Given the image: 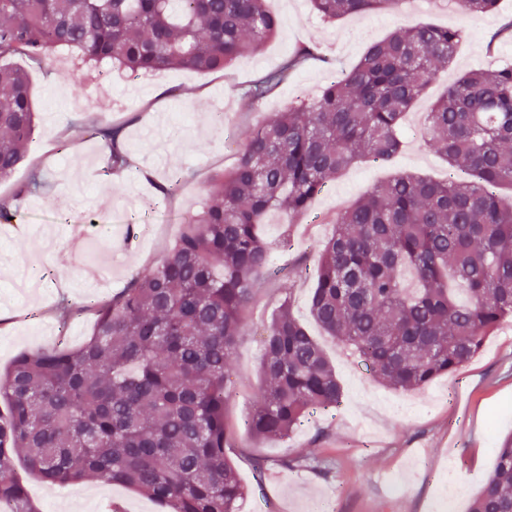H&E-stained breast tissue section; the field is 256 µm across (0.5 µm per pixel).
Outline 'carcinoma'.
Segmentation results:
<instances>
[{"label": "carcinoma", "instance_id": "cac0c4a2", "mask_svg": "<svg viewBox=\"0 0 512 512\" xmlns=\"http://www.w3.org/2000/svg\"><path fill=\"white\" fill-rule=\"evenodd\" d=\"M398 0H311L334 23ZM498 0H462L474 17ZM280 28L267 0H0V182L33 140L28 72L57 48L129 76L223 70ZM459 28L420 22L369 44L319 94L298 98L250 130L233 167L208 186L165 259L93 307L92 336L76 348L22 353L0 372V504L39 512L14 475L18 454L51 486L99 476L166 512H239L248 494L224 452V398L238 336L260 276L299 274L272 263L261 225L295 224L357 162L401 148L405 115L452 63ZM319 48L300 43L254 79L246 95L275 94ZM448 178L400 174L336 213L321 249L313 319L366 371L401 393L475 358L512 319V65L471 70L426 115ZM86 133L109 149L107 172L131 165L123 126L101 118ZM263 386L246 419L257 439L285 437L343 390L319 343L284 300L263 340ZM468 512H512V435Z\"/></svg>", "mask_w": 512, "mask_h": 512}]
</instances>
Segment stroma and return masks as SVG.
<instances>
[{"instance_id":"obj_1","label":"stroma","mask_w":512,"mask_h":512,"mask_svg":"<svg viewBox=\"0 0 512 512\" xmlns=\"http://www.w3.org/2000/svg\"><path fill=\"white\" fill-rule=\"evenodd\" d=\"M280 34L223 71L166 70L142 74L126 91L127 76L89 73L57 52L47 66L29 70L36 107L33 143L12 177L0 183L16 216L0 221V370L21 352L60 345L76 347L94 329V303L110 299L132 278L158 265L179 236L184 216L207 198L212 174L229 168L256 123L300 96L317 94L325 81L352 67L365 46L398 27L419 22L461 27L465 39L456 59L440 71L416 112L459 74L512 64V40L489 48L512 0L497 13L473 18L450 10L445 0H403L389 10L333 24L321 22L309 0H269ZM301 42L319 45L321 62L299 71L272 97L256 103L246 84L274 68ZM223 122H215V113ZM124 125L133 168L106 173L103 144L71 129L72 121L98 117ZM45 178L26 191L32 170ZM434 179L447 164L420 127L406 126L400 153L387 164H357L312 203L317 221L290 230V251H275L278 264L303 260L294 282L259 278L239 336L231 384L224 402L229 436L225 451L250 491L241 512H467L497 448L512 433V324H504L481 353L455 374L412 393L394 391L365 371L358 359L343 361L332 341L323 347L343 387L338 409L308 416L284 438L255 440L245 420L259 393L261 339L281 300L292 296L294 312L310 324L307 302L315 283L317 254L331 226L327 219L395 174ZM176 184L173 197L161 187ZM74 315L61 323L57 309ZM264 460L263 477L254 463ZM294 468H284L287 460ZM16 475L40 512H162L155 501L94 477L73 490L43 484L17 460Z\"/></svg>"}]
</instances>
